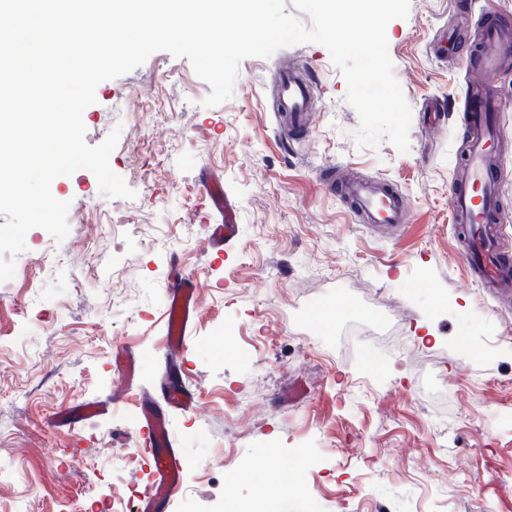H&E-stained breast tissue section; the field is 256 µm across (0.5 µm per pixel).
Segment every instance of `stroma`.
Segmentation results:
<instances>
[{
  "label": "stroma",
  "instance_id": "obj_1",
  "mask_svg": "<svg viewBox=\"0 0 512 512\" xmlns=\"http://www.w3.org/2000/svg\"><path fill=\"white\" fill-rule=\"evenodd\" d=\"M512 25V0H409L386 29L411 110L409 150L358 146L356 110L328 50L306 43L244 59L234 95L188 59L160 51L98 85L83 113L87 144L120 128L109 164L134 198L100 194L81 169L54 182L69 202L56 242L30 229L0 281V512H133L148 476L141 407L175 380L198 409L173 412L188 462L174 512H232L275 479L298 477L280 512H512V299L484 300L465 272L448 210L466 150L467 48L487 10ZM462 49L440 61L442 27ZM319 84L313 131L283 137L272 112L284 65ZM498 167L503 239L512 249V69L500 76ZM448 112L431 124L428 102ZM389 182L410 207L394 233L360 223L329 169ZM217 174L237 234L211 245L199 182ZM202 283L187 346L171 353L165 312L173 263ZM360 304L361 318L312 317ZM143 354L136 385L81 432L47 417L112 388L115 346Z\"/></svg>",
  "mask_w": 512,
  "mask_h": 512
}]
</instances>
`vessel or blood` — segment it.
Here are the masks:
<instances>
[{
  "label": "vessel or blood",
  "mask_w": 512,
  "mask_h": 512,
  "mask_svg": "<svg viewBox=\"0 0 512 512\" xmlns=\"http://www.w3.org/2000/svg\"><path fill=\"white\" fill-rule=\"evenodd\" d=\"M512 60V29L495 20H487L482 37L472 58L477 78L470 90L467 107V154L458 175L453 176L448 197L454 227L464 242L463 257L471 274L481 287L512 294V255L502 243L503 218L498 207L496 158L499 150L497 118L501 102L495 76ZM275 110L287 117L291 131L307 136L310 110L318 93L317 84L296 72L283 69L276 75ZM339 191L367 224H383L392 229L405 228L410 212L403 194L383 180L346 178ZM200 196L205 214L216 213L220 223L204 224L210 243L224 246L235 235V218L222 186L204 178ZM199 305L198 283L181 269H173L169 286V312L179 317L177 332L169 334L172 346H183ZM118 377L133 381L137 358L124 347L113 353ZM112 397L93 403L69 406L53 413L49 426H74L97 414L109 412ZM164 409L147 406L141 414L140 438L149 457L147 482L139 498L138 512H172L179 492L185 460L173 447L167 428V415L173 411H189L194 397L184 386H172L164 393Z\"/></svg>",
  "instance_id": "b4317fda"
}]
</instances>
